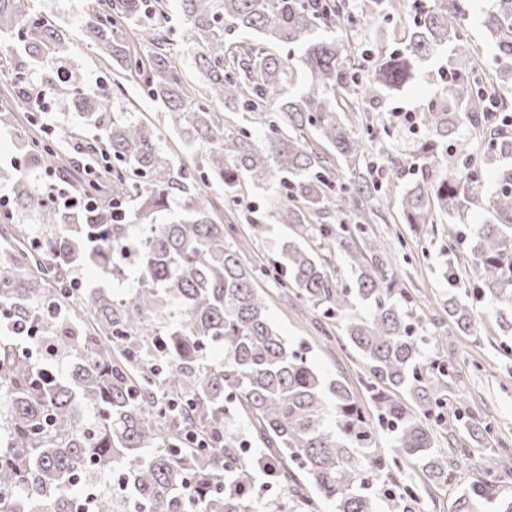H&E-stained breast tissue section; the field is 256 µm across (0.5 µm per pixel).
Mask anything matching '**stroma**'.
I'll list each match as a JSON object with an SVG mask.
<instances>
[{"label": "stroma", "instance_id": "stroma-1", "mask_svg": "<svg viewBox=\"0 0 512 512\" xmlns=\"http://www.w3.org/2000/svg\"><path fill=\"white\" fill-rule=\"evenodd\" d=\"M33 8L48 22L57 26L69 43L66 67L84 71L90 81L102 85L103 96H114L120 78L111 64L99 56L92 44L83 41L80 30L84 0H33ZM491 0H477L472 13L462 24L461 38L456 51L468 60L483 61V77H491L503 91H512V75L493 71L490 61L495 48L484 25ZM412 11L402 0H391L385 16L360 18L354 30L342 32L352 53L370 48L375 55L384 56L399 48L407 33ZM448 54L437 50L423 60L415 79L400 90L364 102L365 122L353 123L351 132L363 145L359 161L362 172L370 174L382 186L378 196L379 213L368 224L359 222L356 210L342 218H330L329 226L344 225L355 243L372 239L378 244L379 257L388 266L396 287L408 295L409 308L416 317L420 335L426 336L423 353L440 357L448 363L452 375L449 409L469 412L478 422L491 425L488 435L468 438L456 425H439L435 429L437 447L448 453V478L440 484L427 485L419 491L416 512H454L456 499L471 485L482 479V463L495 456L500 490L512 495V336L501 335L497 328V310L487 301L474 307L477 331L462 334L445 318L438 305L448 292L443 277L447 261H454L458 270L459 288L471 287L477 278L476 267L463 246H449L439 224L407 223L400 197L420 176V163L415 157L417 141L427 135L424 128L408 130L397 125L393 113L397 110L422 112L438 96L445 83L439 71ZM15 90L5 74H0V107L13 104L9 124H0V189L11 190L17 176L13 165L19 153L16 142L31 138L42 144L59 146L65 131L76 129L79 138L95 141L99 133L79 125L74 114L53 112L47 120L27 112L23 105L13 102ZM134 103L129 117L146 121L161 129L159 145L163 152L188 167H201L205 153L183 145L176 132L165 129V117L139 91L129 90ZM283 191L280 183H269L257 190L243 183L237 202L224 200V189L212 185L210 192L219 202L217 218L234 225L232 240L246 265L257 269L256 281L265 295L271 323L289 342H305L309 357L316 369L327 375L347 377L361 398H369L372 383L362 360L341 345L343 339L338 320H321L319 312L297 297L293 290L281 288L264 268L276 246L293 235L295 227L283 224L277 214ZM263 225L262 236H253L252 222Z\"/></svg>", "mask_w": 512, "mask_h": 512}]
</instances>
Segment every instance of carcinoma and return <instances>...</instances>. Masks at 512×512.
I'll list each match as a JSON object with an SVG mask.
<instances>
[{"instance_id":"obj_1","label":"carcinoma","mask_w":512,"mask_h":512,"mask_svg":"<svg viewBox=\"0 0 512 512\" xmlns=\"http://www.w3.org/2000/svg\"><path fill=\"white\" fill-rule=\"evenodd\" d=\"M0 0V35L16 38L5 71L23 99L28 72L51 56L67 57L69 42L29 6ZM185 46L195 58L204 92L183 82L166 52L169 15L160 0H85L82 34L99 55L164 112L184 143L204 149L207 175L196 177L159 149L160 130L123 118L116 106L87 88L85 74L67 70L56 88L50 72L40 87L52 93L56 112L75 114L97 128L110 160L103 177L112 198L129 203L125 219L111 209H66L44 202L24 179L14 184L13 204L38 213L47 233L38 249L15 251L0 267V512L16 502L48 504V512H255L263 495L266 464L300 512H414L416 493L404 482L405 467L418 466L423 480L448 475V455L434 444V426L448 402V364L421 356L403 291L365 242L359 247L333 228L308 218L340 213L350 203L376 199L375 181L360 176L336 191L335 173L308 138L334 148L356 167L362 155L336 97L351 93L373 100L412 81L421 60L448 48V86L418 124L431 137L417 146L421 178L402 195L409 224H433L437 214L466 208L479 161L459 129L465 123L498 129L485 159L512 158V135L483 114L490 80L474 74L455 52L461 21L474 0H437L415 6L400 48L374 61L366 77L339 29L355 24L346 0H178ZM485 26L500 71H512V0H492ZM255 31L254 44L235 41ZM286 44L301 54L281 57ZM306 89L297 92L298 78ZM256 113L261 144L245 128L224 124V112ZM35 167L64 165L52 146L18 144ZM437 179H430L431 172ZM247 176L256 188L272 178L286 187L283 223L299 225L282 241L274 267L324 318L344 323L342 346L366 363L379 390L369 413L349 382L319 373L308 347L289 344L268 317L267 300L253 283L240 251L227 240L204 186H224L234 201ZM498 188L485 199L494 222L463 228L448 223V243L469 242L479 275L472 297L491 299L499 328L512 333V165L497 169ZM172 197L184 203L171 224L154 215ZM141 224L145 239L132 240ZM336 240L354 266L349 285H339L302 244L311 235ZM137 258L145 287L117 300L99 285L73 288L71 274L83 265L115 272L125 253ZM448 303L442 310L463 334L474 331L470 304L454 292L457 272L448 265ZM367 307L353 313L354 301ZM30 335H12V325ZM409 397L415 408L401 398ZM245 415L258 447L226 431ZM394 448L378 446V427ZM112 475L89 503L65 486L78 467ZM490 479L463 494L456 512H472L483 499L494 512H512L500 495L495 459Z\"/></svg>"}]
</instances>
